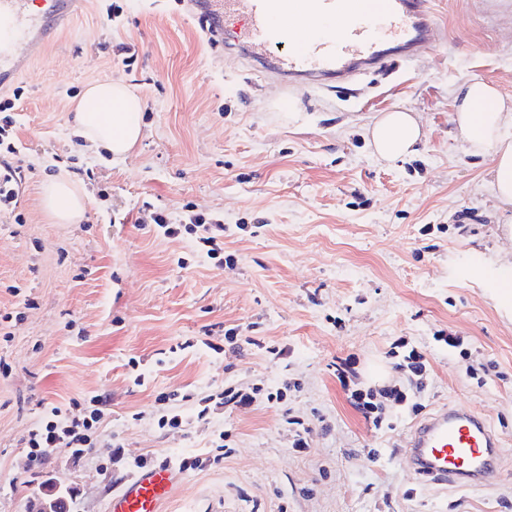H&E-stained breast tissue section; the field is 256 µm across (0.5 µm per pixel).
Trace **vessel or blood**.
Segmentation results:
<instances>
[{
	"instance_id": "1",
	"label": "vessel or blood",
	"mask_w": 512,
	"mask_h": 512,
	"mask_svg": "<svg viewBox=\"0 0 512 512\" xmlns=\"http://www.w3.org/2000/svg\"><path fill=\"white\" fill-rule=\"evenodd\" d=\"M83 0H0V89L19 79L32 58L76 16ZM216 22L212 36L233 26L227 42L253 65L266 68L282 89L321 90L393 58L415 61L439 42L431 0H198ZM323 26L305 33L301 19ZM502 443L488 422L470 409L442 407L416 421L404 448L415 476L439 485L487 486L498 478ZM181 479L172 465L128 477L108 498L107 512H161Z\"/></svg>"
}]
</instances>
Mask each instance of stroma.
I'll return each mask as SVG.
<instances>
[{
    "mask_svg": "<svg viewBox=\"0 0 512 512\" xmlns=\"http://www.w3.org/2000/svg\"><path fill=\"white\" fill-rule=\"evenodd\" d=\"M432 9L447 39L419 62L318 93L282 94L206 39L210 18L182 0H87L31 63L12 112L22 189L15 214L0 213V512H41L57 489L75 512H106L124 473L113 445L129 462L205 457L223 431L230 456L183 471L162 512H512V319L492 286L512 243L496 233L489 158L464 154L452 124L464 81L512 98V0ZM107 79L143 104V137L121 159L72 121L84 90ZM397 107L415 113L422 140L388 163L366 127ZM56 176L87 197L78 223H54L42 206ZM157 213L221 221L233 264L218 266L193 235L163 236ZM231 328L252 344L226 346ZM439 331L463 337L471 360L437 345ZM401 336L426 351L425 411L464 406L499 435L494 484L418 480L402 448L415 415L394 412L382 432L350 404L338 361L355 355L362 382L387 384ZM473 361L488 375L470 377ZM286 382V401L268 402ZM241 384L265 393L198 418L200 399ZM96 395L104 417L90 454L53 448L30 470L29 430ZM165 409L185 427H160ZM289 412L312 428L305 453L290 447Z\"/></svg>",
    "mask_w": 512,
    "mask_h": 512,
    "instance_id": "1",
    "label": "stroma"
}]
</instances>
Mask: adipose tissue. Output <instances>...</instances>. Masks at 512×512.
Wrapping results in <instances>:
<instances>
[{"label":"adipose tissue","mask_w":512,"mask_h":512,"mask_svg":"<svg viewBox=\"0 0 512 512\" xmlns=\"http://www.w3.org/2000/svg\"><path fill=\"white\" fill-rule=\"evenodd\" d=\"M82 136L112 156H126L142 136V103L126 85L105 80L89 86L77 108ZM455 135L472 155H490L488 185L492 196L512 205V99L481 80L460 84L454 96ZM369 135L376 154L391 161L413 152L422 130L413 114L395 110L375 118ZM44 206L58 224L83 215L86 198L67 177L50 181Z\"/></svg>","instance_id":"1"}]
</instances>
